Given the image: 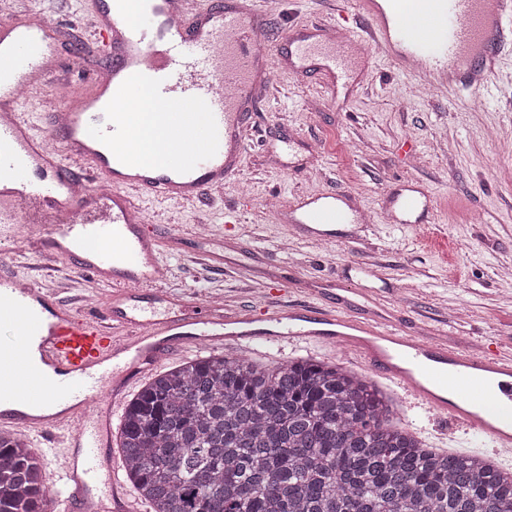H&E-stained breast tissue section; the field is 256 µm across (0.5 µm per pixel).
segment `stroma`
<instances>
[{"label": "stroma", "mask_w": 512, "mask_h": 512, "mask_svg": "<svg viewBox=\"0 0 512 512\" xmlns=\"http://www.w3.org/2000/svg\"><path fill=\"white\" fill-rule=\"evenodd\" d=\"M266 37L277 48L293 26L334 23L336 0H269ZM369 64L354 88L330 91L321 72L281 70L271 98L247 118L250 148L223 193L177 202L137 196L147 229L181 227L162 257L171 267L165 292L185 300L222 296L231 314L257 300L255 277L276 274L277 303L332 310L350 262L373 264L381 289L369 308L414 336L457 348L512 351V55L486 96L436 92L397 69L385 51L367 47ZM431 198L423 224H390L382 205L403 184ZM344 190L369 211L368 230L336 242L291 237L265 206L316 191ZM223 255L214 264L210 253ZM17 269L66 304L107 295L91 275L50 269L32 254ZM344 364L333 348L287 346L253 355L272 369L296 359ZM401 420L427 447L493 457L488 439L424 409L403 405Z\"/></svg>", "instance_id": "stroma-1"}]
</instances>
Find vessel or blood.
Wrapping results in <instances>:
<instances>
[{"mask_svg":"<svg viewBox=\"0 0 512 512\" xmlns=\"http://www.w3.org/2000/svg\"><path fill=\"white\" fill-rule=\"evenodd\" d=\"M90 34L105 65L85 90L56 103L36 130L24 92L60 90L51 12L18 22L0 18V245L20 224L48 232L28 248L88 271L112 290L91 310L63 304L35 281L0 270V426L40 435L56 449L61 512H138L111 479L112 416L128 385L162 358L208 345L278 347L298 341L355 355L415 405L512 455V353L453 349L424 341L371 312L356 316L305 306L254 305L222 316L210 304L174 300L170 312L142 305L144 289L164 284L163 239L144 230L133 193L188 201L222 191L250 142L242 118L274 84L262 0H91ZM358 31L303 26L285 41L293 72L320 62L348 73L352 49L373 44L433 90H490L512 46V0H357ZM148 85L165 133L161 163L136 148L133 108ZM91 171L103 180L90 186ZM344 192L299 198L282 222L295 237L331 241L339 224L368 222ZM404 223L428 208L396 192ZM84 239L100 242L92 255Z\"/></svg>","mask_w":512,"mask_h":512,"instance_id":"b4317fda","label":"vessel or blood"}]
</instances>
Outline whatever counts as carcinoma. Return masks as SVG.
Segmentation results:
<instances>
[{
    "mask_svg": "<svg viewBox=\"0 0 512 512\" xmlns=\"http://www.w3.org/2000/svg\"><path fill=\"white\" fill-rule=\"evenodd\" d=\"M391 397L336 364L210 354L125 407L119 448L150 512H504L512 474L426 447ZM0 512H48L40 464L0 432Z\"/></svg>",
    "mask_w": 512,
    "mask_h": 512,
    "instance_id": "obj_1",
    "label": "carcinoma"
}]
</instances>
